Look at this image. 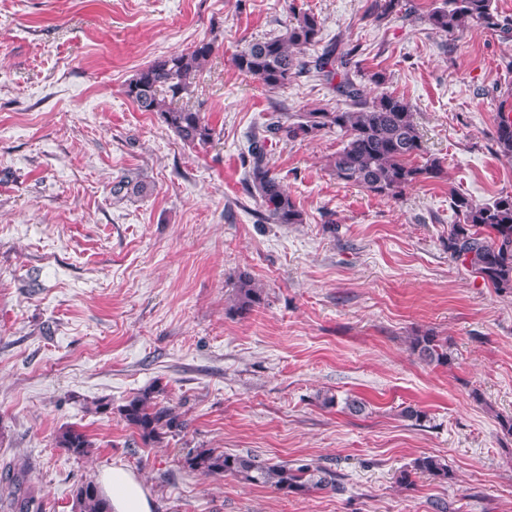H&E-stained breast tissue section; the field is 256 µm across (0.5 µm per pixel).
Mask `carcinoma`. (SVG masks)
<instances>
[{
  "mask_svg": "<svg viewBox=\"0 0 512 512\" xmlns=\"http://www.w3.org/2000/svg\"><path fill=\"white\" fill-rule=\"evenodd\" d=\"M373 15L377 21L393 15L414 16L441 34L453 35L474 23L506 39L512 37V21L492 8V0H443L442 5L422 15L411 0H375ZM320 34L318 15L295 11L285 33L252 41L234 58L240 72L254 77L268 90H277L308 73L329 85L348 106L343 111L321 106L309 112H273L262 132L253 136L247 150L246 184L249 194L259 201L261 224L304 223L302 211L270 166L268 144L281 135L291 141H304L338 133L343 146L328 159L329 170L337 180L378 196L396 199L407 189L443 175L441 161L417 162L424 154L423 140L404 98L387 92L371 99L365 96L357 82L355 47L333 43L315 58L306 56L308 47L319 42ZM213 52V44L202 41L188 52L158 58L128 80L125 94L139 111L156 113L184 144L204 146L213 139L214 129L200 109L180 105L178 100L190 93L193 80ZM492 140L497 154L512 162L511 115L501 114ZM145 190L142 181L123 176L112 185V197L120 201L131 192L140 194ZM450 200L458 220L448 230L449 256L489 286L511 291L512 194H502L490 203H477L459 193L451 194ZM263 301V289L249 273H239L229 314L245 318ZM409 348L427 365H448V340L431 331L412 336ZM162 394L164 388L155 383L118 408L146 447L175 438L187 428L175 408L160 399ZM55 444L76 458L87 456L94 447L88 434L73 427L62 429ZM181 466L188 473L230 475L251 485L270 486L285 495L312 489L343 491L336 472L326 466L271 464L250 453L190 448L181 458ZM414 470L440 480L452 478L448 465L436 456L418 458ZM22 484V473L5 474V481L0 483V506L7 505L9 512H42L40 500L34 493L21 490ZM73 505L75 512H111L108 500L92 480L75 487Z\"/></svg>",
  "mask_w": 512,
  "mask_h": 512,
  "instance_id": "carcinoma-1",
  "label": "carcinoma"
}]
</instances>
